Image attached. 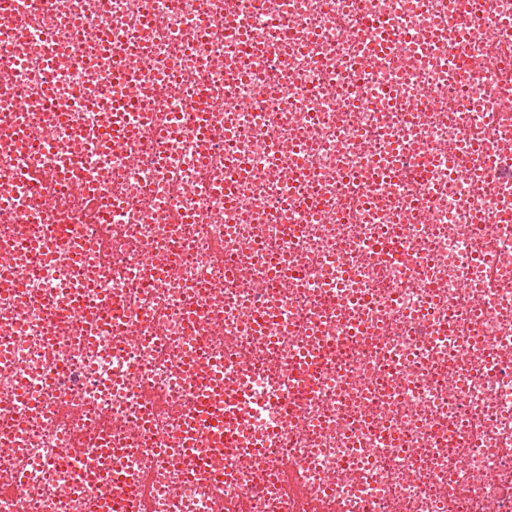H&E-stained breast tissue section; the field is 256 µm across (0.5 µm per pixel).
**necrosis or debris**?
Segmentation results:
<instances>
[{
    "instance_id": "obj_1",
    "label": "necrosis or debris",
    "mask_w": 512,
    "mask_h": 512,
    "mask_svg": "<svg viewBox=\"0 0 512 512\" xmlns=\"http://www.w3.org/2000/svg\"><path fill=\"white\" fill-rule=\"evenodd\" d=\"M458 8L0 2V512H512V0Z\"/></svg>"
}]
</instances>
